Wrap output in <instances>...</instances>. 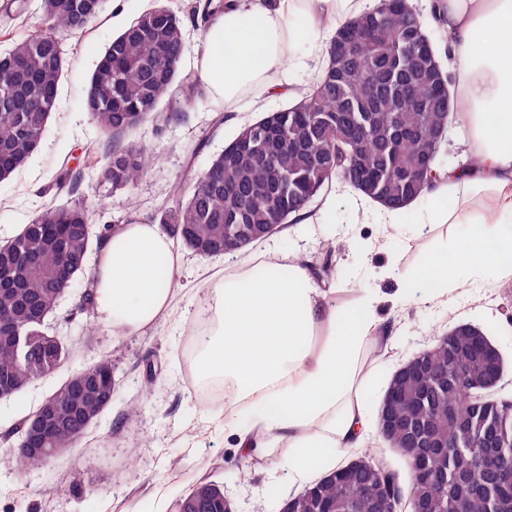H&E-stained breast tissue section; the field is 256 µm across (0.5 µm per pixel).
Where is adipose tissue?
<instances>
[{
  "label": "adipose tissue",
  "mask_w": 512,
  "mask_h": 512,
  "mask_svg": "<svg viewBox=\"0 0 512 512\" xmlns=\"http://www.w3.org/2000/svg\"><path fill=\"white\" fill-rule=\"evenodd\" d=\"M363 0H224L206 25L196 67L207 90L233 109L260 87L281 92V80L300 44L321 57L338 19L362 12ZM441 26L455 58L465 123L478 165L438 174L431 208L413 231L430 224L464 226L453 246L427 253L396 304L437 307L457 300L479 279L489 288L512 279V0H440ZM475 188L492 199L470 203ZM182 254L159 224H122L99 244L93 270L97 320L113 334L161 324L175 309ZM199 308L211 327L195 359L203 378L223 382L230 415L214 411L247 451L282 449L293 478L305 481L327 452L359 448L375 428L363 389L388 350L394 325L380 321V295L359 312L338 306L308 265L284 257L276 273L215 272Z\"/></svg>",
  "instance_id": "adipose-tissue-1"
}]
</instances>
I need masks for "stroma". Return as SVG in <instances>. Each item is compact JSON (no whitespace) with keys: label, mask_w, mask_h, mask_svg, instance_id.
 <instances>
[{"label":"stroma","mask_w":512,"mask_h":512,"mask_svg":"<svg viewBox=\"0 0 512 512\" xmlns=\"http://www.w3.org/2000/svg\"><path fill=\"white\" fill-rule=\"evenodd\" d=\"M160 0H107L100 17L80 34L62 37L66 65L52 113L37 153L23 168L0 181V242L16 235L49 206L66 207L86 201L92 230L101 233L135 213L144 220L158 218L183 177L186 163L203 173L246 124L265 113L295 106L291 97L257 98L247 93L236 109L225 111L222 100L199 87L194 98L173 92L158 105L170 113L169 122H147L123 137V145L154 152L151 165L134 190L112 188L103 177L105 155L111 145L99 137L84 107L90 78L108 42L142 12ZM180 19L185 35L181 73L195 70L203 38L198 13L203 0H161ZM42 0H0V51L48 23ZM223 125H215L216 115ZM79 174L77 188H60L54 178L62 166ZM336 205H329V198ZM428 198H420L404 212L397 229L382 232L379 203L332 183L309 204L315 221L291 222L267 239L229 255L207 257L184 250L177 314L194 313L205 298L197 283L219 269L248 266L256 258L274 260L297 253L305 258L317 282L336 291V299L351 303L367 291L395 295L409 280L412 269L435 247L453 241L458 232L450 224L435 225L422 237L411 225L426 212ZM90 271L75 275L47 321L53 331L74 343L77 353L49 378L0 402V439L18 419L30 414L72 372L99 358L112 359L115 390L111 403L89 427L81 443L39 470L18 473L13 455L0 442V512H174V504L203 479L223 484L237 512H279L289 498L305 490L293 480L280 453L246 455L236 448L230 433L207 427L209 406L194 392L196 373L183 357L185 338L174 322L132 336H116L95 320L85 295ZM377 315L397 322L393 349L380 356L366 392L371 415H378L393 373L416 354L430 348L437 337L457 324L483 329L499 349L504 362L503 394L512 395V281L474 290L447 307L424 310L396 307L386 302ZM157 369L155 388L143 397L141 384L147 365ZM140 405L135 420L125 415ZM384 460L408 488L405 456L373 433L365 448H351L339 464L364 456Z\"/></svg>","instance_id":"35a3bbf8"}]
</instances>
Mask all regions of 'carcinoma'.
Returning a JSON list of instances; mask_svg holds the SVG:
<instances>
[{
  "label": "carcinoma",
  "mask_w": 512,
  "mask_h": 512,
  "mask_svg": "<svg viewBox=\"0 0 512 512\" xmlns=\"http://www.w3.org/2000/svg\"><path fill=\"white\" fill-rule=\"evenodd\" d=\"M105 0H43L49 29L20 38L0 54V181L24 167L37 152L56 109L65 58L61 33L86 29L104 11ZM425 18L410 0H394L385 14L363 12L339 25L315 86L295 107L266 113L267 147L235 141L213 165L223 176L192 174L188 196L176 190L160 223L187 248L204 253L238 250L276 233L310 204L329 179L343 172L349 185L388 209H404L426 192L422 167L437 155L433 130L448 111V89L437 83L434 46H425ZM184 42L180 20L164 6L138 16L107 45L90 79L98 103L85 104L101 135L112 139L105 177L116 189H132L155 158L124 147L120 138L156 116L173 86L196 91L190 73L165 56ZM86 207L42 211L0 246V317L20 342L0 336V384L19 393L71 360L75 347L57 351L42 334L36 312L51 310L58 292L52 281L60 266H84L92 249ZM34 252L39 266L24 263ZM189 360L202 317L193 324ZM440 372L390 378L385 394L397 400L401 427L392 445L411 453L410 489L423 512H512V403L497 396L502 380L495 345L485 331L461 323L437 339L428 356ZM74 371L53 391L59 428L56 441L68 450L81 441L87 417L104 407L97 386L78 387ZM47 455L16 456L18 470L44 467ZM398 484L382 462L359 472L339 466L288 499V512H386V488ZM224 512L223 486L199 481L176 503L175 512Z\"/></svg>",
  "instance_id": "obj_1"
}]
</instances>
